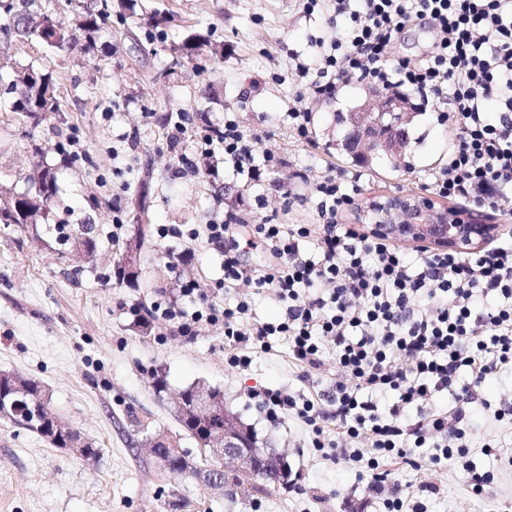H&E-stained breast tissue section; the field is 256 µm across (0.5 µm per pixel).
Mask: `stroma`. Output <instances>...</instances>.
<instances>
[{"label":"stroma","mask_w":512,"mask_h":512,"mask_svg":"<svg viewBox=\"0 0 512 512\" xmlns=\"http://www.w3.org/2000/svg\"><path fill=\"white\" fill-rule=\"evenodd\" d=\"M108 2L128 23L100 33L93 54L50 53L36 42L8 49L20 64L53 72L66 122L58 130L34 127L12 112L10 101H0V199L28 186L29 140L52 147L78 134L92 165L59 168V198L75 218L95 221L97 250L81 261L57 245L48 225L0 227V373L41 383L50 410L101 454L86 459L49 447L37 434L0 419V512H172L175 500L183 502L182 512H343L356 495L355 468L317 456L298 420L270 422L251 397L255 390L301 392L323 405L334 373L304 379L283 340L257 355L247 370H233L225 364L222 327L203 325L185 333L162 316L150 317L144 327L135 322L136 307L167 301L189 279L219 304L243 293L242 287L219 284L223 250L202 238L157 234L162 224L184 231L201 227L217 211L216 188L205 175L174 174L181 158L196 159L198 138L190 132L171 146L164 118L178 111L212 122L228 116L258 132L261 149L286 160L275 169L260 210L278 224H310L315 217L305 188H298L299 198L291 203L280 192L292 166L364 168V190L340 218L353 228L357 207L390 193H423L426 175L448 161V129L433 114H418L407 127L418 143L413 169L395 170L375 158L357 164L338 145L351 126L337 124L336 115L379 104L385 96L355 83L335 100L310 102L316 152L289 137L281 118L303 84L291 58L311 54L309 36L333 35L331 0L311 14L302 0ZM156 14L174 20L163 36L151 39L146 31ZM193 45L200 47L204 67L187 56ZM95 198L100 207H92ZM115 198L124 221L117 239L111 235L113 212L105 206ZM139 221L146 227L139 279L132 286L112 282V267ZM160 376L167 384L161 393L154 387ZM193 383L221 390L226 411L255 431L257 450L272 448L286 458L298 478L294 490L273 486L231 500L160 470L141 441L159 431L178 433L173 397ZM509 396L512 372L485 380L479 402L468 408L474 442H497L498 424L483 405ZM473 460L495 473L478 495L447 468L413 471L393 461L388 468L399 483L441 486V497L428 500V512H512V468L492 456L477 454Z\"/></svg>","instance_id":"1"}]
</instances>
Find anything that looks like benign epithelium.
<instances>
[{
	"label": "benign epithelium",
	"mask_w": 512,
	"mask_h": 512,
	"mask_svg": "<svg viewBox=\"0 0 512 512\" xmlns=\"http://www.w3.org/2000/svg\"><path fill=\"white\" fill-rule=\"evenodd\" d=\"M361 223L370 232L388 239L407 243L428 238L439 250L465 252L489 240L497 225L478 220L475 212L459 215L456 210L441 206L426 195L397 192L375 201L361 215ZM193 411L204 428L196 436L200 448L207 454L209 465L198 466L199 481L209 490L224 491V463L238 464V473L262 478L267 474L266 459L245 454L246 439L228 429L224 423L226 411L214 404L204 391L193 396Z\"/></svg>",
	"instance_id": "7a95c632"
}]
</instances>
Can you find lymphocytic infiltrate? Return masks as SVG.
I'll use <instances>...</instances> for the list:
<instances>
[{
  "instance_id": "f902f5d3",
  "label": "lymphocytic infiltrate",
  "mask_w": 512,
  "mask_h": 512,
  "mask_svg": "<svg viewBox=\"0 0 512 512\" xmlns=\"http://www.w3.org/2000/svg\"><path fill=\"white\" fill-rule=\"evenodd\" d=\"M345 20L334 36L312 38L309 62H296L305 80L297 104L282 118L296 142L312 145L307 100H329L348 84L380 89L400 100L414 95L419 110L435 112L451 140L448 164L427 185L448 199L502 210L512 204V0H334ZM434 30L429 53L399 59L395 46L414 21ZM258 134L236 120L210 124L201 135L207 155L222 154L221 174L245 186H264L283 160L258 151ZM317 200L313 224H274L252 206H230L222 221L191 229L224 249L225 285L271 291L283 307L273 322H254L248 301L210 302L194 310L195 324L219 325L229 368L247 369L271 337H285L290 357L307 375L324 372L335 354L336 383L329 407L304 394L261 391L270 419L285 414L312 434L311 446L357 471L359 497L348 512L382 504L385 512H427L440 495L435 483L403 485L386 462L413 469L449 466L473 492L493 482L471 461L491 444L466 440V405L489 376L512 367V237L471 253L410 250L341 227L337 215L361 193L362 172L296 169ZM267 254L245 269L244 248ZM454 400L439 406L440 394Z\"/></svg>"
}]
</instances>
